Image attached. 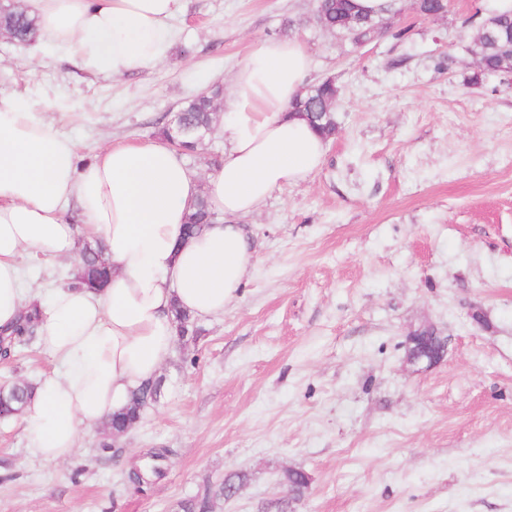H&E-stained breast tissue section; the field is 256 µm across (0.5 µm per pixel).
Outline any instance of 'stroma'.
Listing matches in <instances>:
<instances>
[{"label": "stroma", "mask_w": 512, "mask_h": 512, "mask_svg": "<svg viewBox=\"0 0 512 512\" xmlns=\"http://www.w3.org/2000/svg\"><path fill=\"white\" fill-rule=\"evenodd\" d=\"M416 3L357 47L320 26L316 0H184L164 59L114 78L0 37V91L85 156L160 140L185 101L230 92L269 38L300 40L308 83L340 93L322 164L244 217L241 296L177 341L120 455L91 427L70 460H40L20 420L2 422L0 512H181L235 473L246 481L213 512H263L284 499L287 468L312 478L288 512H512V82L473 79L460 32H476L479 0L434 19ZM223 156L216 130L182 160L203 179ZM422 329L447 350L419 369L406 350ZM53 367L34 343L0 360V383ZM149 448L171 454L138 492L122 471Z\"/></svg>", "instance_id": "1"}]
</instances>
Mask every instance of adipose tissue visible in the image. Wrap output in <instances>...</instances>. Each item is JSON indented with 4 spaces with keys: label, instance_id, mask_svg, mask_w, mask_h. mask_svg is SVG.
Listing matches in <instances>:
<instances>
[{
    "label": "adipose tissue",
    "instance_id": "ef3b65f1",
    "mask_svg": "<svg viewBox=\"0 0 512 512\" xmlns=\"http://www.w3.org/2000/svg\"><path fill=\"white\" fill-rule=\"evenodd\" d=\"M182 10V0H26L44 42L105 78L161 61ZM310 64L296 39L252 49L223 100L224 157L203 187L161 143L83 159L24 98L0 94V330L38 301L40 344L56 363L21 417L31 456L69 459L81 427L104 423L158 377L177 339L175 309L213 318L239 297L251 258L240 218L325 155L326 141L291 110ZM201 196L224 221L184 236ZM96 240L112 269L102 288L72 276L45 298L25 283L22 256L74 261Z\"/></svg>",
    "mask_w": 512,
    "mask_h": 512
}]
</instances>
